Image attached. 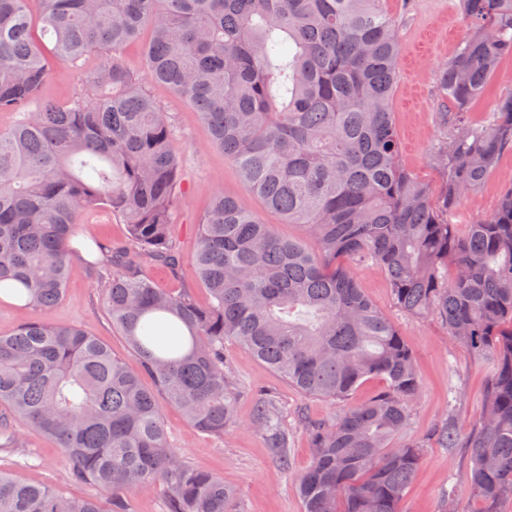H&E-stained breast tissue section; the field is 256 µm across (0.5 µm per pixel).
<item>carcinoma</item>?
<instances>
[{"label":"carcinoma","instance_id":"carcinoma-1","mask_svg":"<svg viewBox=\"0 0 512 512\" xmlns=\"http://www.w3.org/2000/svg\"><path fill=\"white\" fill-rule=\"evenodd\" d=\"M468 33L441 68L452 115L431 154L437 183L401 162L390 103L398 24L380 0H0V289L24 306L64 299L71 245L86 216L127 225L118 250L102 243L96 284L157 391L83 329L40 321L0 335V440L18 427L55 438L73 478L97 494L65 497L0 468V512H128L126 494L161 489L167 512H235L224 479L172 448L156 392L199 431L224 437L241 392L224 357L231 341L302 393L343 406L307 422L313 450L297 480L301 512H401L424 444H394L421 388L413 350L366 295L352 268L372 261L395 306L433 315L448 336L492 364L482 415L469 433L432 437L468 449L476 512L512 501V189L465 225L448 216L512 148V93L481 124L470 120L491 73L512 59V0H463ZM143 43L144 71L125 49ZM98 51V65L83 60ZM76 77L64 103L39 101L53 65ZM159 83L185 97L210 143L247 189L301 238L277 233L243 201L211 193L192 262L209 293L200 305L141 274L172 271L183 184L180 132L153 98ZM385 387L352 401L361 382ZM254 424L287 463L277 402Z\"/></svg>","mask_w":512,"mask_h":512}]
</instances>
